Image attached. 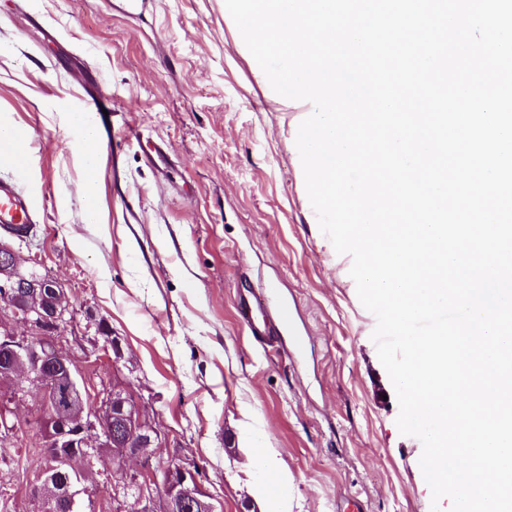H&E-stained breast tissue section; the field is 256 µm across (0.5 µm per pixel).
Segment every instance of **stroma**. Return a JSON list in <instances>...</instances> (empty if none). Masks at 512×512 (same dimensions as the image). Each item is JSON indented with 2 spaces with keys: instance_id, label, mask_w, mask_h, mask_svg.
I'll return each instance as SVG.
<instances>
[{
  "instance_id": "stroma-1",
  "label": "stroma",
  "mask_w": 512,
  "mask_h": 512,
  "mask_svg": "<svg viewBox=\"0 0 512 512\" xmlns=\"http://www.w3.org/2000/svg\"><path fill=\"white\" fill-rule=\"evenodd\" d=\"M0 0V125L23 129L26 166L0 153V179L41 198L12 245L57 277L74 319L60 344L92 392L112 369L149 404L161 457L203 470L218 512H431L421 441L397 427V397L359 301L350 255L313 222L276 111L224 19V0ZM100 162L96 220L84 222L89 96ZM261 288L293 313L264 349L236 301ZM104 321L111 348L88 329ZM20 457L0 465L9 512H36L25 488L42 435L38 395L13 402ZM271 451L275 483L254 451Z\"/></svg>"
}]
</instances>
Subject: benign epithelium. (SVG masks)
Listing matches in <instances>:
<instances>
[{
  "instance_id": "1",
  "label": "benign epithelium",
  "mask_w": 512,
  "mask_h": 512,
  "mask_svg": "<svg viewBox=\"0 0 512 512\" xmlns=\"http://www.w3.org/2000/svg\"><path fill=\"white\" fill-rule=\"evenodd\" d=\"M73 310L62 283L22 263L13 247L0 241V356L11 368L0 381L21 378L27 390H40L56 412L48 419L47 440L56 449L49 468L28 486V496L44 512H71L75 492L53 487L50 474L81 463L85 471L104 448L112 450V488L124 512L129 502L138 512H187L212 508L202 471L195 463L156 456L162 435L139 393L121 378V348L112 338V389L100 405L84 402V383L59 344L72 323ZM7 404L0 405V447H14L17 424Z\"/></svg>"
}]
</instances>
